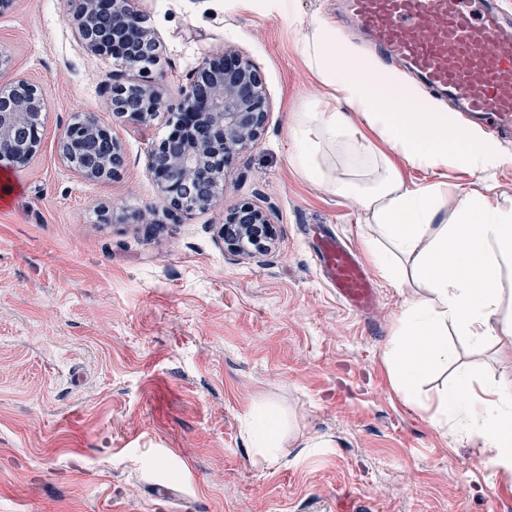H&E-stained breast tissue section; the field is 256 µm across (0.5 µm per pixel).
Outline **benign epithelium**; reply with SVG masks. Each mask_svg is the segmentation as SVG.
Returning a JSON list of instances; mask_svg holds the SVG:
<instances>
[{"mask_svg": "<svg viewBox=\"0 0 512 512\" xmlns=\"http://www.w3.org/2000/svg\"><path fill=\"white\" fill-rule=\"evenodd\" d=\"M74 17L89 50L121 60L138 79L124 83L112 79L113 115L146 124L163 107V89L152 76L159 60L154 30L145 26V15L132 0H72ZM45 109L39 88L22 79L0 96V163L25 164L41 142L30 116ZM268 100L262 75L249 60L234 53L205 60L182 90L170 133L151 146L148 171L158 189L153 215L174 217L206 210L222 189L219 180L239 153L257 142L264 129ZM61 156L79 157L82 175L103 180L118 174L123 165L119 141L111 129L89 117L67 127ZM220 232L234 251L248 253L269 248L272 227L267 214L244 204L224 216Z\"/></svg>", "mask_w": 512, "mask_h": 512, "instance_id": "1", "label": "benign epithelium"}]
</instances>
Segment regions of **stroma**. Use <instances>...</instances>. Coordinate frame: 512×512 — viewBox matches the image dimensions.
<instances>
[{
    "label": "stroma",
    "mask_w": 512,
    "mask_h": 512,
    "mask_svg": "<svg viewBox=\"0 0 512 512\" xmlns=\"http://www.w3.org/2000/svg\"><path fill=\"white\" fill-rule=\"evenodd\" d=\"M160 40L153 75L166 107L149 123L116 118L106 87L133 80L88 51L71 0H15L0 13V90L24 79L45 99L41 143L6 168L0 193V512H512V471H492L478 448L434 425L394 387L385 353L415 282L378 279L361 317L324 281L308 235L332 224L355 248L374 226L359 201L303 177L290 159V122L330 90L299 46L320 20L357 56L375 50L337 21L338 0H135ZM236 52L260 70L269 102L259 141L224 174L206 211L134 222L157 187L152 144L208 57ZM96 117L125 162L89 180L60 154L76 120ZM477 175L433 174L403 159L406 186L443 176L464 193L493 186L512 203V140ZM252 203L276 240L255 256L217 235L228 210ZM112 221L100 223L99 208ZM453 358L420 382L432 402L468 366L512 376L496 341L449 337ZM284 412L285 454L257 461L246 413Z\"/></svg>",
    "instance_id": "35a3bbf8"
}]
</instances>
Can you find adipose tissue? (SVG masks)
I'll use <instances>...</instances> for the list:
<instances>
[{
  "mask_svg": "<svg viewBox=\"0 0 512 512\" xmlns=\"http://www.w3.org/2000/svg\"><path fill=\"white\" fill-rule=\"evenodd\" d=\"M300 54L333 94L294 113L292 160L309 180L359 199L377 232L364 248L382 278L422 285L423 294L400 312L386 353L405 401L420 405L416 385L447 364L449 336L474 343L492 336L503 351H512V206L499 204L489 191L459 194L445 181L405 186L391 157L429 172L450 165L474 174L501 157L477 130L452 135L447 113L416 105L412 89L355 58L326 26L313 23ZM371 129L389 153L376 149L367 135ZM336 149L355 172L372 168L377 177L364 184L333 177L327 154ZM451 199L456 206L447 218L442 210ZM430 419L476 438L481 464L512 470V378L485 383L461 372L439 396ZM282 429L274 406L252 408L245 426L252 455L275 463L284 452Z\"/></svg>",
  "mask_w": 512,
  "mask_h": 512,
  "instance_id": "adipose-tissue-1",
  "label": "adipose tissue"
}]
</instances>
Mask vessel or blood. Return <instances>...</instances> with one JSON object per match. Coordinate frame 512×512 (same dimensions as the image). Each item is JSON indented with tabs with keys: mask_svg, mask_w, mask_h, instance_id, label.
I'll list each match as a JSON object with an SVG mask.
<instances>
[{
	"mask_svg": "<svg viewBox=\"0 0 512 512\" xmlns=\"http://www.w3.org/2000/svg\"><path fill=\"white\" fill-rule=\"evenodd\" d=\"M341 8L428 93L454 97L490 134L512 132V19L495 0H342ZM315 256L341 302L361 314L374 308L377 284L339 236L324 235Z\"/></svg>",
	"mask_w": 512,
	"mask_h": 512,
	"instance_id": "vessel-or-blood-1",
	"label": "vessel or blood"
}]
</instances>
